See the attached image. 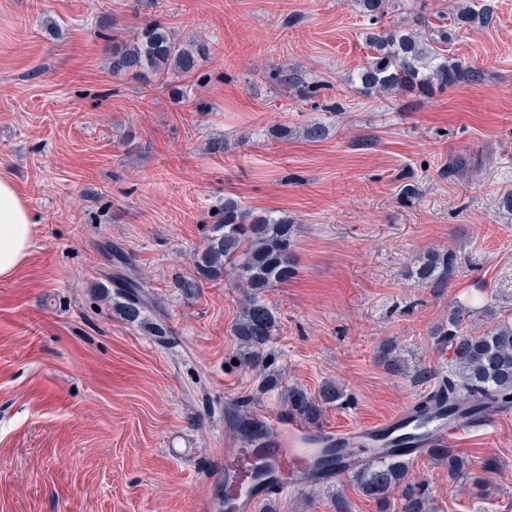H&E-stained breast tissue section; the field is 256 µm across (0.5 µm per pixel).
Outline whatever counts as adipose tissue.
Here are the masks:
<instances>
[{
    "instance_id": "adipose-tissue-1",
    "label": "adipose tissue",
    "mask_w": 512,
    "mask_h": 512,
    "mask_svg": "<svg viewBox=\"0 0 512 512\" xmlns=\"http://www.w3.org/2000/svg\"><path fill=\"white\" fill-rule=\"evenodd\" d=\"M35 223L13 181L0 177V280L10 279L28 258Z\"/></svg>"
}]
</instances>
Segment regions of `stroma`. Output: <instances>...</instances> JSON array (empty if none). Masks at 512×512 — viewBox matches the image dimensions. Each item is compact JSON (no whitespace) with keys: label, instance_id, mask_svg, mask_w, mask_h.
Masks as SVG:
<instances>
[{"label":"stroma","instance_id":"stroma-1","mask_svg":"<svg viewBox=\"0 0 512 512\" xmlns=\"http://www.w3.org/2000/svg\"><path fill=\"white\" fill-rule=\"evenodd\" d=\"M496 5L494 26L448 47L484 81L411 102L344 82L369 53L353 0H0V175L37 219L27 261L0 280V512H206L225 449L243 445L228 408L256 395L252 415L281 411L235 362L234 272L175 285L225 198L295 223L294 274L261 293L277 318L267 360L283 385L342 391L321 425L382 420L424 392L420 366L449 372L435 333L453 311L473 333L512 322V215L497 209L512 190V0ZM150 21L203 45L196 73L113 77V46ZM285 65L326 83L319 107L270 80ZM314 119L319 142L302 135ZM433 250L456 268L426 285ZM118 253L155 298L138 324L108 280ZM454 451L495 469L479 488L409 462L429 512H512V415ZM340 501L402 512L399 494L379 509L349 477L271 507Z\"/></svg>","mask_w":512,"mask_h":512}]
</instances>
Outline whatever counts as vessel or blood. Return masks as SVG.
Returning <instances> with one entry per match:
<instances>
[{
    "instance_id": "1",
    "label": "vessel or blood",
    "mask_w": 512,
    "mask_h": 512,
    "mask_svg": "<svg viewBox=\"0 0 512 512\" xmlns=\"http://www.w3.org/2000/svg\"><path fill=\"white\" fill-rule=\"evenodd\" d=\"M503 415V410L493 409L477 417L460 415L451 420L439 407L419 424L411 419L409 409L404 408L378 422L322 429L309 427L295 417L262 415L257 422L264 433L262 453L267 462L266 475L251 488L242 489L248 456L245 449L228 448L224 451V486L237 492L235 512H258L261 502L285 490L341 481L374 458L433 459L436 449L453 446L461 437L487 431ZM330 446L341 451L338 466L313 471V460Z\"/></svg>"
}]
</instances>
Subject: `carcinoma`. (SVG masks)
I'll return each instance as SVG.
<instances>
[{"instance_id": "carcinoma-1", "label": "carcinoma", "mask_w": 512, "mask_h": 512, "mask_svg": "<svg viewBox=\"0 0 512 512\" xmlns=\"http://www.w3.org/2000/svg\"><path fill=\"white\" fill-rule=\"evenodd\" d=\"M354 2L372 25L388 13L389 0ZM495 21L492 0H461L453 11L439 15L436 25L420 20L415 28L395 26L370 32V55L348 75V81L367 96L387 93L411 99L475 83L481 80V72L445 56L439 45L448 44L449 37L463 28L490 27ZM200 51L202 47L183 44L163 23L155 21L145 25L133 42L112 47V75L161 81L172 73L189 77L197 68ZM277 84L304 101L316 97L323 89V85L308 81L289 67L279 69ZM221 214L220 221L212 225L204 249L194 256V266L196 273L209 281L223 277L229 266L239 270L247 291L242 315L233 326L240 344L237 359L239 364L255 369L276 324L272 309L259 299V293L273 282L288 280L292 274L294 224L284 217L253 216L230 198L224 200ZM122 264L127 272L114 279L123 299L120 310L127 322L136 323L145 318L152 300L131 260L126 257ZM454 264L450 252L433 255L420 266L419 277L423 281L449 279ZM462 319L460 312L453 313L448 317V325L438 332L452 349L454 370L438 390L414 401L412 412L417 417L428 416L442 397L450 413L459 410L479 414L490 408L512 406V324L503 321L467 336L460 330ZM278 388L285 411L311 424L319 423L326 407L342 396L334 384H326L312 395L299 386H280L273 371L261 377L259 392ZM235 423L247 447H261L262 434L249 417H237ZM439 456L448 462L449 476L468 473V461L452 449L440 451ZM353 480L358 492L381 505L398 489L403 512H427L428 488L408 480V465L404 461L371 460L353 475Z\"/></svg>"}]
</instances>
